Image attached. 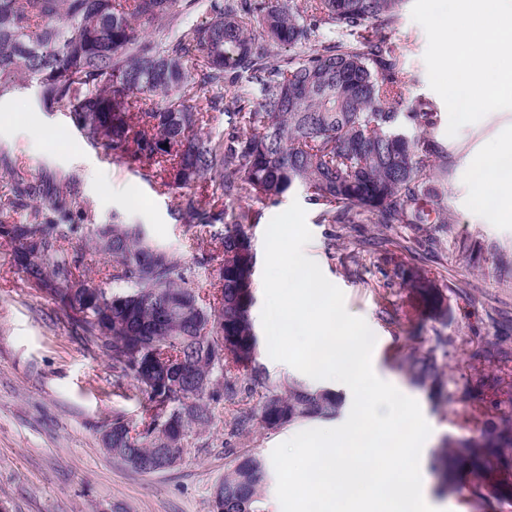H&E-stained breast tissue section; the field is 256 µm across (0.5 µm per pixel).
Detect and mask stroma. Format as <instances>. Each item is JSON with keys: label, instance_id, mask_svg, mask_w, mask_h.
Masks as SVG:
<instances>
[{"label": "stroma", "instance_id": "obj_1", "mask_svg": "<svg viewBox=\"0 0 512 512\" xmlns=\"http://www.w3.org/2000/svg\"><path fill=\"white\" fill-rule=\"evenodd\" d=\"M405 0L386 42L402 60L405 100L433 104L430 130L447 162L439 174L446 189V224H326L322 207L306 190L290 191L275 205H249L255 255L253 321L264 303V233L273 216L299 202L313 239L309 258L345 296L347 310L363 317L376 342V375L415 399L432 427L420 462L425 501L436 512H479L467 493L440 491L432 469L447 441L476 437L460 412L475 409L482 421L512 415V391L486 387L500 370H512V223L497 219L476 193L475 173L484 159L512 140V110L496 111L446 133L443 100L429 86L424 62L427 37ZM0 195L10 189L9 170L24 165L29 178L76 190L69 223L84 230L116 221L142 225L190 271L196 288L213 289L211 273L222 254L217 242L196 244L177 216L179 197L160 193L154 172L115 159L88 143L66 110L40 109L38 88L23 83L0 98ZM419 274L447 298L448 313L423 310L402 277ZM432 353L444 365L440 388L413 381L402 360ZM139 425L141 408L127 389L113 385L112 364L97 346L76 334L49 296L27 283L10 255L0 250V512H212L216 483L236 456L270 457L279 443L302 431L294 424L250 434L230 432V409L214 418L178 466L137 472L107 454L102 432L113 414Z\"/></svg>", "mask_w": 512, "mask_h": 512}]
</instances>
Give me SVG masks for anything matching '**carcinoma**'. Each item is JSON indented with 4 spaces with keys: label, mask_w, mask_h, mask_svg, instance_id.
I'll return each instance as SVG.
<instances>
[{
    "label": "carcinoma",
    "mask_w": 512,
    "mask_h": 512,
    "mask_svg": "<svg viewBox=\"0 0 512 512\" xmlns=\"http://www.w3.org/2000/svg\"><path fill=\"white\" fill-rule=\"evenodd\" d=\"M403 0H0V97L19 82L38 87L46 112L65 108L77 131L112 156L159 171V189L178 190L179 216L198 240H219L216 291L200 296L187 269L136 226L90 231L81 248L104 256L112 288H93L71 226L44 216L71 202L44 199L24 169L11 172L1 209L25 211L24 224L0 223V248L31 287L48 294L71 324L112 362L116 386L143 406L141 429L112 415L116 458L136 455L137 471L183 461L160 434L168 422L184 437L200 434L212 404L235 406L237 434L257 427L333 418L343 397L292 381L268 386L255 367L251 320L254 255L248 210L224 223L229 203L275 204L302 187L324 206L322 222L447 224L433 184L444 156L424 137L430 104L401 108L406 82L400 57L381 33ZM202 12L206 19L191 23ZM287 47L286 56L276 49ZM247 73L259 99L224 95L230 75ZM232 131H212L217 114ZM404 126L418 131L408 136ZM224 234L212 233L216 223ZM403 283L433 316L448 306L426 280ZM413 380L440 383L431 355L406 358ZM248 371L247 383L241 372ZM256 402L240 407L244 398ZM435 471L460 474L482 504L512 502V422L486 425L479 436L438 450ZM267 463L237 457L217 484L224 512H263Z\"/></svg>",
    "instance_id": "obj_1"
}]
</instances>
